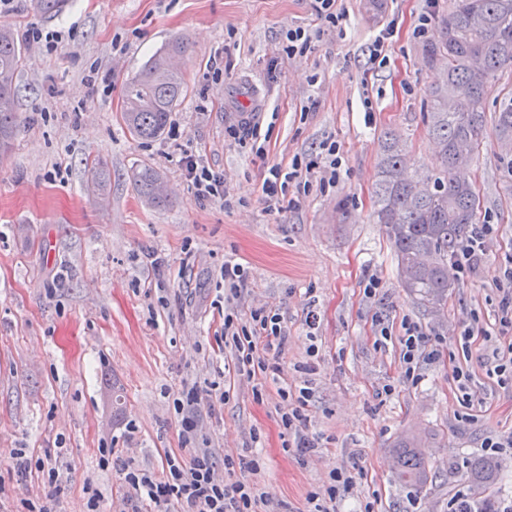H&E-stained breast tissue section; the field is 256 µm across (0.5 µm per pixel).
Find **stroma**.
<instances>
[{
    "label": "stroma",
    "mask_w": 512,
    "mask_h": 512,
    "mask_svg": "<svg viewBox=\"0 0 512 512\" xmlns=\"http://www.w3.org/2000/svg\"><path fill=\"white\" fill-rule=\"evenodd\" d=\"M342 4L343 30H327L311 54L292 60L281 52L287 30L320 25L311 0H68L51 18L34 0H14L0 13L23 53L21 128L0 154V512H25L27 500L51 512H88V483L102 494L100 512H127L122 463L158 474L168 458H189L195 447L215 449L219 460L243 455L252 430L261 468L247 479L264 493L266 512H309L308 493L336 469L356 476L336 512H358L367 501L375 512H448L461 486L474 504L512 500V449L495 457L492 488L463 482L467 463L484 455L482 440L512 432V393L454 340L472 318L495 326L493 283L512 255L505 147L486 129L471 171L481 221L500 232L479 269L456 278L447 315L414 305L372 218L383 132L406 140L422 171L441 168L424 109L441 74L425 48L455 0ZM426 12L429 33L415 38ZM390 22L387 63L373 67L368 47ZM31 27L52 34L54 48L24 41ZM175 40L187 46L179 64L188 94L160 138L134 139L120 120L123 84ZM97 68L111 71V81L87 85ZM366 98L372 111L363 109ZM249 111L261 125V158L232 135ZM330 141L343 160L338 186L289 188L293 207L268 210L266 166L315 156ZM189 152L223 173L224 200H200L188 187L180 160ZM89 157L109 175L99 196L85 187ZM141 165L165 177V207L137 194L131 172ZM229 256L248 278L239 318L273 306L285 319L280 380L312 382L306 414L309 433L321 439L316 453L284 449L277 382L235 371V353L221 337ZM373 278L379 288L369 298L364 288ZM311 310L319 318L313 332L305 324ZM405 318L439 351L416 385L405 376L398 340L375 342L377 320ZM458 366L471 371L478 395L470 423L458 418ZM193 387L226 397L195 406L197 437L187 448L174 401ZM411 438L431 471L420 488L394 478L395 452ZM104 448L117 457L106 467ZM20 452L42 459L45 472L19 475ZM50 468L58 474L53 484Z\"/></svg>",
    "instance_id": "obj_1"
}]
</instances>
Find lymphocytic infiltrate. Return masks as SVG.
I'll use <instances>...</instances> for the list:
<instances>
[{
	"mask_svg": "<svg viewBox=\"0 0 512 512\" xmlns=\"http://www.w3.org/2000/svg\"><path fill=\"white\" fill-rule=\"evenodd\" d=\"M314 11L321 20V28L310 30L302 27L288 30L283 51L287 58L304 57L312 53L324 27L339 28L347 20L346 10L338 0H313ZM326 160H292L289 167L274 164L267 168L261 192L268 209L280 207L281 198L288 185L309 190L312 183L323 186L337 185L340 180L342 158L336 144L325 147ZM184 177L196 196L202 200L224 198V178L206 166L203 160L190 154L183 158ZM499 231L495 224L474 225L470 236L461 244L453 269L459 274L474 273L487 254L489 241ZM224 280V343L237 352L238 370L247 378L256 374L275 375L280 371L279 356L288 332L276 308L262 307L252 310L248 324H240L233 306L241 300L246 289V274L235 258L224 261L221 273ZM498 296L497 329L467 325L458 342L462 351H470L474 336H482L485 346L479 360L487 375L495 377L498 384L512 386V265L505 267L502 277L495 282ZM398 338L406 374L412 382L422 378V363L431 361L435 350L429 349L428 338L421 327L409 320H402L399 329L381 325L379 343ZM277 394L285 406L280 410V424L293 437L292 446L300 454L315 451L319 445L316 437L304 434L306 422L304 408L312 395L310 385L299 387L297 394H290L281 386ZM257 471V460L225 458L223 472H216L214 456L210 449H195L189 460L168 459L166 468L155 474L124 464V480L128 488V501L152 506L154 512H262L266 503L258 485L245 480H231L235 469Z\"/></svg>",
	"mask_w": 512,
	"mask_h": 512,
	"instance_id": "lymphocytic-infiltrate-1",
	"label": "lymphocytic infiltrate"
}]
</instances>
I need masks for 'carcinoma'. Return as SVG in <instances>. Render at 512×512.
<instances>
[{
	"label": "carcinoma",
	"instance_id": "carcinoma-1",
	"mask_svg": "<svg viewBox=\"0 0 512 512\" xmlns=\"http://www.w3.org/2000/svg\"><path fill=\"white\" fill-rule=\"evenodd\" d=\"M185 50L174 41L156 52L123 87L120 118L139 140L161 136L172 113L187 95L184 75L172 65ZM431 63L440 64L442 84L430 92L429 133L438 141L442 170L425 176L414 170L407 146L385 136L379 158L380 180L375 190L374 223L384 227L394 249L404 288L416 305L435 317L444 315L455 287L448 263L471 225L479 223L480 194L471 163L480 152L487 110H493L498 137L512 141V90L488 102L489 90L500 74L512 68V0H456L439 37L426 48ZM21 48L12 31L0 26V151L5 153L21 125L16 109V77ZM88 189L103 193V164L86 162ZM131 178L146 204L160 206L167 195L160 190L162 175L138 167ZM397 481L417 486L428 480L424 460L406 445L397 455ZM471 482L489 485L492 464L478 460L465 473Z\"/></svg>",
	"mask_w": 512,
	"mask_h": 512
}]
</instances>
